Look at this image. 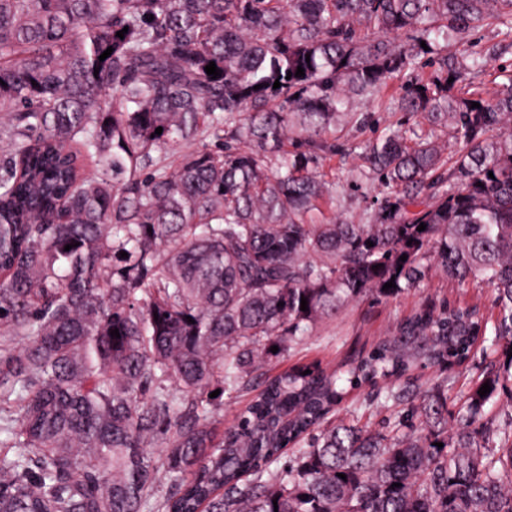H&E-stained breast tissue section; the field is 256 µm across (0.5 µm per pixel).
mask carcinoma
Here are the masks:
<instances>
[{
  "instance_id": "cac0c4a2",
  "label": "carcinoma",
  "mask_w": 512,
  "mask_h": 512,
  "mask_svg": "<svg viewBox=\"0 0 512 512\" xmlns=\"http://www.w3.org/2000/svg\"><path fill=\"white\" fill-rule=\"evenodd\" d=\"M492 24L512 38V0H0V512H512V431L495 447L483 421L502 391L512 413V357L464 413L427 401L425 435L327 424L344 389L318 367L222 437L209 395L435 265L491 288L495 321L422 308L347 381L512 349V78L471 92L438 42ZM398 77L369 223L317 220L338 105ZM450 419L474 430L434 434Z\"/></svg>"
}]
</instances>
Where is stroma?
Returning <instances> with one entry per match:
<instances>
[{"label":"stroma","mask_w":512,"mask_h":512,"mask_svg":"<svg viewBox=\"0 0 512 512\" xmlns=\"http://www.w3.org/2000/svg\"><path fill=\"white\" fill-rule=\"evenodd\" d=\"M447 52L466 64L476 53L488 58L484 70H473L466 76L467 83L479 91L491 92L496 82L512 75V41L505 39L496 26L450 39ZM399 93V81L390 82L380 101L366 105L370 118L365 126L358 128L345 123L337 132L336 154L323 159L319 167L332 195L331 201L322 207L325 217L343 216L356 224L366 222L379 186L377 181L362 174L364 146L377 135L395 128L398 116L388 104ZM493 299L491 289L470 285L460 288L449 283L441 272L434 271L420 287L406 289L396 296L354 300L336 315L319 321L309 336L292 342L287 350L266 353L258 368L242 377L237 392L220 397L218 426L222 429L229 426L235 414L275 376L309 365L333 373L346 364L368 358L380 343L392 339L398 324L413 317L425 304L440 307L468 301L478 304L489 318L495 314ZM479 372L475 364L459 370L418 360L405 374L381 377L349 389L336 416L391 435L398 430L411 406L421 403L423 395L440 391L447 396L450 408L461 407Z\"/></svg>","instance_id":"obj_1"}]
</instances>
